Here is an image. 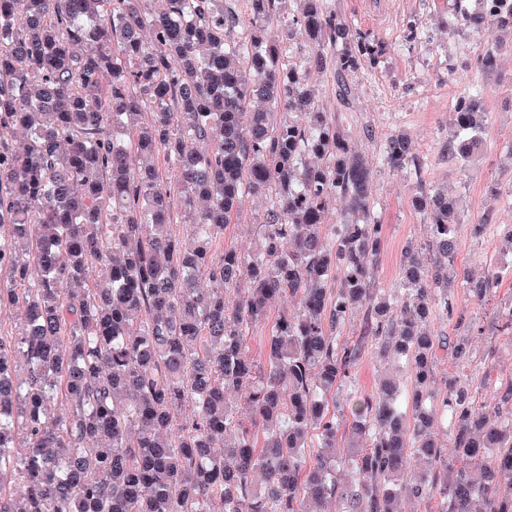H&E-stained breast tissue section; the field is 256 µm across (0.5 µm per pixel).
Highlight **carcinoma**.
<instances>
[{"label": "carcinoma", "mask_w": 512, "mask_h": 512, "mask_svg": "<svg viewBox=\"0 0 512 512\" xmlns=\"http://www.w3.org/2000/svg\"><path fill=\"white\" fill-rule=\"evenodd\" d=\"M151 2L0 0V309L24 310L22 332L0 336V512H399L404 496L512 512V379L494 418L455 379L433 390L438 349L471 358L468 337L425 329L449 308L457 203L421 189L431 266L410 244L399 285L377 288L371 168L309 86L330 68L348 92L379 45L324 0H288L286 21L280 0H247L243 16L226 0ZM476 2L446 25L512 28V0ZM287 50L308 65L283 63ZM481 95L473 84L455 104L465 161L481 149ZM411 157L409 137L387 141L388 167ZM248 196L267 200L258 244L214 255ZM339 203L355 220L327 223ZM502 278L490 267L460 287L485 297ZM288 298L297 309L255 358L249 329ZM367 340L409 372L347 413L336 393Z\"/></svg>", "instance_id": "1"}]
</instances>
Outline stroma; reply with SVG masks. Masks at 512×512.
I'll list each match as a JSON object with an SVG mask.
<instances>
[{
  "instance_id": "stroma-1",
  "label": "stroma",
  "mask_w": 512,
  "mask_h": 512,
  "mask_svg": "<svg viewBox=\"0 0 512 512\" xmlns=\"http://www.w3.org/2000/svg\"><path fill=\"white\" fill-rule=\"evenodd\" d=\"M451 0H327L332 13L383 50L377 67L350 74L351 93L343 97L332 73L319 76L322 105L335 113L352 135L355 149L372 165L374 216L383 226V247L375 269L377 287H396L407 243L424 245L429 224L412 203L416 188L439 187L461 206L456 272L481 275L488 265L512 267V242L503 234L512 225V29L473 34L463 25L443 27ZM496 50L494 67L479 74L475 57ZM484 88L488 114L484 148L471 162L449 154L455 138L454 104L471 80ZM398 131L413 138V159L396 171L380 163L387 138ZM490 216L491 228L474 235L471 226ZM452 313L430 318L431 336L469 337L472 364L439 354L434 386L444 392L447 377L479 380V364L491 359L494 379L512 376V338L497 332L496 315L512 304V277H505L486 298L464 289L448 293Z\"/></svg>"
}]
</instances>
